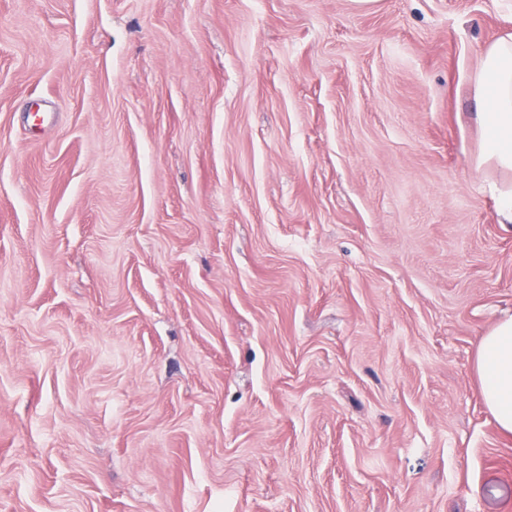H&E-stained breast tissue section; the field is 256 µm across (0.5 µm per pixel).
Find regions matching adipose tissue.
<instances>
[{
	"instance_id": "1",
	"label": "adipose tissue",
	"mask_w": 512,
	"mask_h": 512,
	"mask_svg": "<svg viewBox=\"0 0 512 512\" xmlns=\"http://www.w3.org/2000/svg\"><path fill=\"white\" fill-rule=\"evenodd\" d=\"M482 134L479 165L512 172V36L493 43L472 76ZM481 394L497 426L512 432V317L482 337L475 359Z\"/></svg>"
}]
</instances>
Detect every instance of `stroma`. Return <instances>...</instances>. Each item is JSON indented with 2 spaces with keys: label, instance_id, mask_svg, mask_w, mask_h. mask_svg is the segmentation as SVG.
<instances>
[{
  "label": "stroma",
  "instance_id": "obj_1",
  "mask_svg": "<svg viewBox=\"0 0 512 512\" xmlns=\"http://www.w3.org/2000/svg\"><path fill=\"white\" fill-rule=\"evenodd\" d=\"M512 0H0V512H512L480 340ZM482 134L478 166L512 172V36L501 38L485 52L472 76Z\"/></svg>",
  "mask_w": 512,
  "mask_h": 512
}]
</instances>
